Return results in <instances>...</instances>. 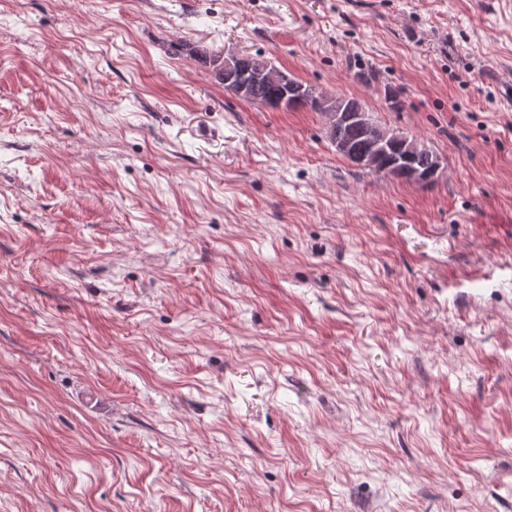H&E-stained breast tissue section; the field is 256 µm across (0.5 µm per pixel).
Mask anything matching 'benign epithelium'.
<instances>
[{"label":"benign epithelium","mask_w":512,"mask_h":512,"mask_svg":"<svg viewBox=\"0 0 512 512\" xmlns=\"http://www.w3.org/2000/svg\"><path fill=\"white\" fill-rule=\"evenodd\" d=\"M271 81L282 85L288 81V76L283 73L277 74L262 69L244 70L241 65L238 64L235 66L230 59H224V85L239 97L251 100L253 99L254 91L258 87ZM329 116V128L336 132V139L333 140L336 152L347 159H352L354 164L362 169L369 171L376 170L379 158L393 146H398L404 151H409L415 147V144L404 141L403 138L388 129L370 125L367 121L366 113L358 112L354 114L352 120L366 127L371 135L370 146L358 151L352 147L349 138L342 135L343 125L347 121V115L342 113V109L338 108L336 111L329 113ZM441 169L442 162L439 161L427 173L410 171L400 166L397 167L395 173L412 183L423 184L431 179L437 178Z\"/></svg>","instance_id":"benign-epithelium-1"}]
</instances>
